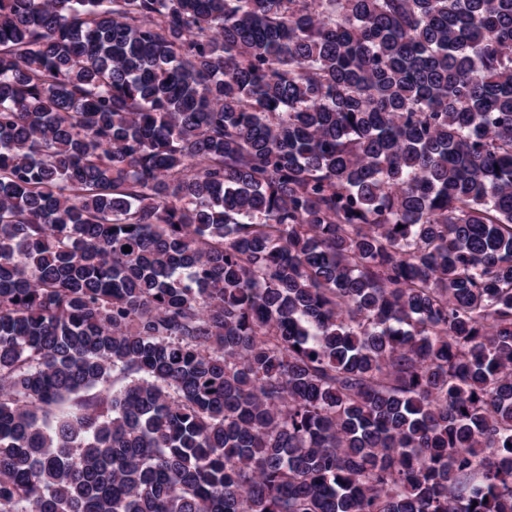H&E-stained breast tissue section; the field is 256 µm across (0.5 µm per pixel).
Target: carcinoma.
<instances>
[{
    "instance_id": "carcinoma-1",
    "label": "carcinoma",
    "mask_w": 512,
    "mask_h": 512,
    "mask_svg": "<svg viewBox=\"0 0 512 512\" xmlns=\"http://www.w3.org/2000/svg\"><path fill=\"white\" fill-rule=\"evenodd\" d=\"M0 512H512V0H0Z\"/></svg>"
}]
</instances>
